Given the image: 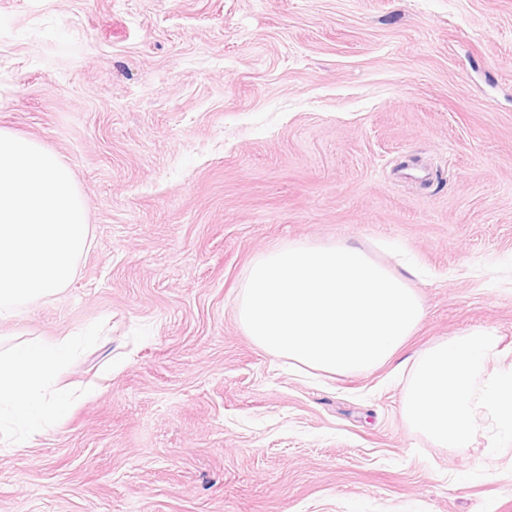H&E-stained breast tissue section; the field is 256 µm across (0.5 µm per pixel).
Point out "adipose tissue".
<instances>
[{"mask_svg": "<svg viewBox=\"0 0 512 512\" xmlns=\"http://www.w3.org/2000/svg\"><path fill=\"white\" fill-rule=\"evenodd\" d=\"M71 355L67 340L28 342L0 353V424L33 434L51 414L63 411L69 403L67 393L58 391L51 399L46 390Z\"/></svg>", "mask_w": 512, "mask_h": 512, "instance_id": "ef3b65f1", "label": "adipose tissue"}]
</instances>
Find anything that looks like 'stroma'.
I'll return each instance as SVG.
<instances>
[{
  "instance_id": "stroma-1",
  "label": "stroma",
  "mask_w": 512,
  "mask_h": 512,
  "mask_svg": "<svg viewBox=\"0 0 512 512\" xmlns=\"http://www.w3.org/2000/svg\"><path fill=\"white\" fill-rule=\"evenodd\" d=\"M0 127L90 233L0 353L92 334L79 399L0 437V512H512L490 419L434 447L399 376L476 329L512 369V0H0ZM293 241L425 272L389 362L322 382L245 334L251 261Z\"/></svg>"
}]
</instances>
